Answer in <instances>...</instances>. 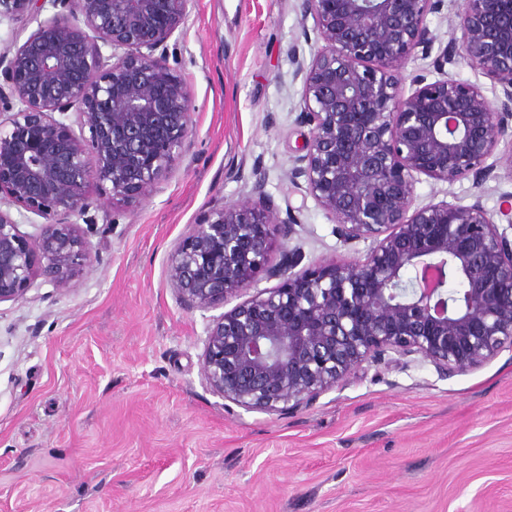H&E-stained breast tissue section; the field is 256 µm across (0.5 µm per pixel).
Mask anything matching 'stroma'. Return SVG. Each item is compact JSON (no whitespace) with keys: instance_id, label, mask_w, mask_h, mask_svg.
Listing matches in <instances>:
<instances>
[{"instance_id":"1","label":"stroma","mask_w":512,"mask_h":512,"mask_svg":"<svg viewBox=\"0 0 512 512\" xmlns=\"http://www.w3.org/2000/svg\"><path fill=\"white\" fill-rule=\"evenodd\" d=\"M297 0H191L168 61L191 89L190 147L136 206L88 188L92 258L70 288L36 280L0 304V512H512V350L453 377L427 363L370 365L303 409L248 411L201 372L214 313L181 303L168 262L215 200L255 178L298 222L272 225L300 268L364 258L289 178L309 132L297 61L315 41ZM494 176L420 177L416 202L512 195Z\"/></svg>"}]
</instances>
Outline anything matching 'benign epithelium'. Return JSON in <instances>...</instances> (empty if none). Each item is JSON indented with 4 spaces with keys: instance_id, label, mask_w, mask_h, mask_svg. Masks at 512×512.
<instances>
[{
    "instance_id": "benign-epithelium-1",
    "label": "benign epithelium",
    "mask_w": 512,
    "mask_h": 512,
    "mask_svg": "<svg viewBox=\"0 0 512 512\" xmlns=\"http://www.w3.org/2000/svg\"><path fill=\"white\" fill-rule=\"evenodd\" d=\"M69 14L40 19L41 0H0V16L37 28L0 52V200L47 220L26 238L0 209V303L39 278L69 286L91 260L77 224L90 183L136 204L188 147L192 96L155 52L184 24L190 0H60ZM441 0H300L317 49L302 76L308 139L292 179L334 215L344 241L373 239L362 260L297 271V250L268 266L269 226L295 224L257 178L250 199L219 200L171 253L168 280L184 304L224 307L264 271L281 279L212 319L201 370L211 390L249 411L312 405L366 364L414 356L443 376L512 348V239L480 204L415 205L418 176L452 183L492 176L512 146V0H466L461 54L499 90L448 77L413 80L401 65L429 56L427 14ZM112 53L104 56L103 49ZM78 108L82 135L55 117ZM466 285L448 293V280Z\"/></svg>"
}]
</instances>
